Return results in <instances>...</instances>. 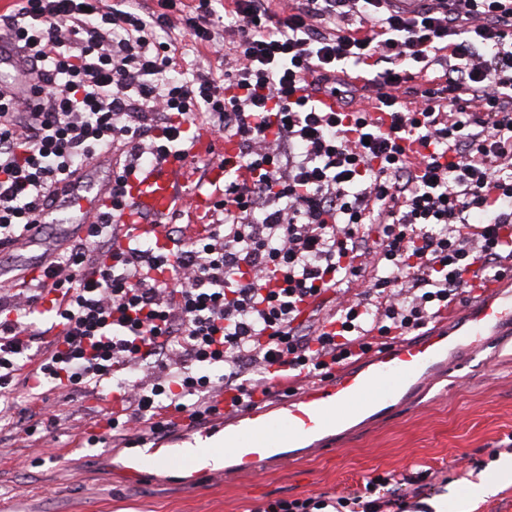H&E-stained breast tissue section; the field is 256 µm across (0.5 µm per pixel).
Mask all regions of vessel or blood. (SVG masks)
<instances>
[{
	"label": "vessel or blood",
	"mask_w": 512,
	"mask_h": 512,
	"mask_svg": "<svg viewBox=\"0 0 512 512\" xmlns=\"http://www.w3.org/2000/svg\"><path fill=\"white\" fill-rule=\"evenodd\" d=\"M224 182V167L210 166L204 185H196L188 165L158 161L129 184L131 205L120 219L133 236L163 239L162 219L184 207L201 216L210 212ZM107 202L106 189L68 198L78 215L96 213ZM512 335V281L491 285L464 307L450 309L433 330L415 341H402L350 362L327 382L312 385L275 408L258 404L224 421V473L254 478L270 466L330 439L344 438L377 423L415 399L419 386L447 369L459 337L480 344L489 336Z\"/></svg>",
	"instance_id": "1"
}]
</instances>
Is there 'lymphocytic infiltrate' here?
I'll return each mask as SVG.
<instances>
[{
    "label": "lymphocytic infiltrate",
    "instance_id": "1",
    "mask_svg": "<svg viewBox=\"0 0 512 512\" xmlns=\"http://www.w3.org/2000/svg\"><path fill=\"white\" fill-rule=\"evenodd\" d=\"M0 33L19 74L0 81V236L46 223L84 165L124 154L89 243L0 296L4 410L18 374L94 383L132 408L109 417L117 437L156 438L175 426L165 410L198 426L221 395L251 406L289 379L333 377L484 272L512 271V0H285L277 13L269 0H13ZM186 40L223 59V80L181 78ZM408 59L443 68L412 107ZM363 65L387 123L354 106L348 72ZM331 94L341 111L322 104ZM200 130L240 147L211 230L142 248L117 222L128 182L147 159L186 160ZM475 209L485 223L468 222ZM38 310L61 329L32 368ZM434 476L377 473L250 512H412Z\"/></svg>",
    "mask_w": 512,
    "mask_h": 512
}]
</instances>
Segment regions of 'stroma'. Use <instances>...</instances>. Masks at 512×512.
Listing matches in <instances>:
<instances>
[{
	"mask_svg": "<svg viewBox=\"0 0 512 512\" xmlns=\"http://www.w3.org/2000/svg\"><path fill=\"white\" fill-rule=\"evenodd\" d=\"M37 239L0 244V279L18 283L44 257L78 243L87 230L54 208ZM13 418L0 422V512H249L263 500L333 495L372 472L439 469L426 489L436 502L462 500L464 512H512V480L500 476L512 437V339L487 342L463 356L418 401L348 439L274 466L254 481L228 480L223 467L181 471L178 451L197 442L186 426L167 437L113 447L96 389L34 394L13 380ZM50 405L53 420L31 423L28 411ZM157 447L166 464L136 476L113 466L116 452Z\"/></svg>",
	"mask_w": 512,
	"mask_h": 512,
	"instance_id": "stroma-1",
	"label": "stroma"
}]
</instances>
